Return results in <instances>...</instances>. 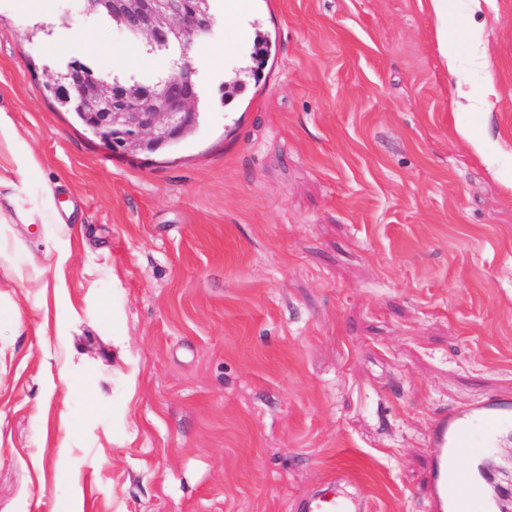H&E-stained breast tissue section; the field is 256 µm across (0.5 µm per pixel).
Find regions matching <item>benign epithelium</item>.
Listing matches in <instances>:
<instances>
[{"mask_svg": "<svg viewBox=\"0 0 512 512\" xmlns=\"http://www.w3.org/2000/svg\"><path fill=\"white\" fill-rule=\"evenodd\" d=\"M81 9L105 10L115 25L154 49L177 44L187 49L194 38L208 33L213 20L208 0H80ZM196 69L181 53L176 75L164 83L121 85L94 74L78 63L52 76L62 87L64 104L83 111L117 140L104 142L125 154L150 153L159 145L183 139L197 126L199 88Z\"/></svg>", "mask_w": 512, "mask_h": 512, "instance_id": "benign-epithelium-1", "label": "benign epithelium"}]
</instances>
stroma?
<instances>
[{"label":"stroma","mask_w":512,"mask_h":512,"mask_svg":"<svg viewBox=\"0 0 512 512\" xmlns=\"http://www.w3.org/2000/svg\"><path fill=\"white\" fill-rule=\"evenodd\" d=\"M247 9L189 48L197 129L131 156L51 75L139 40L0 0V512H292L344 459L371 512H428L432 421L512 393V0H448L486 112L455 110L485 73L449 77L426 0ZM259 32V76L207 75ZM486 92L481 95H462L464 101H455L454 105L457 110L462 112H486L489 110V102L487 96L493 92L494 76L491 72H487V81L485 83Z\"/></svg>","instance_id":"obj_1"}]
</instances>
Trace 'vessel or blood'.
<instances>
[{
  "instance_id": "obj_1",
  "label": "vessel or blood",
  "mask_w": 512,
  "mask_h": 512,
  "mask_svg": "<svg viewBox=\"0 0 512 512\" xmlns=\"http://www.w3.org/2000/svg\"><path fill=\"white\" fill-rule=\"evenodd\" d=\"M512 431V395L492 396L453 412L442 413L430 429L429 445L434 450L428 470L418 489L429 512H468L470 496L449 494L450 464L464 438H474L486 448L496 447L503 432ZM491 494L482 501V512H502L512 500V487L504 485L493 470L482 474ZM369 501L353 469L340 465L329 483L296 499L294 512H369Z\"/></svg>"
}]
</instances>
